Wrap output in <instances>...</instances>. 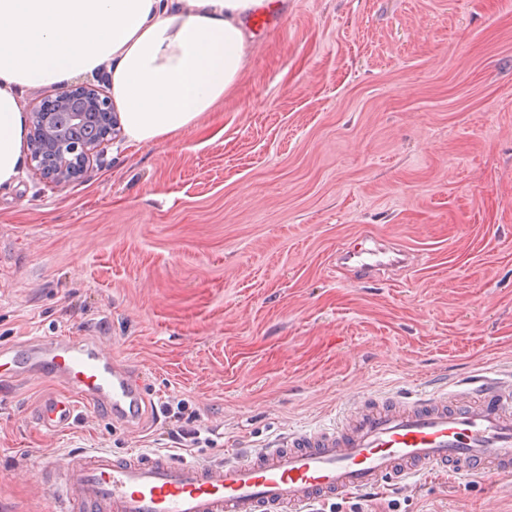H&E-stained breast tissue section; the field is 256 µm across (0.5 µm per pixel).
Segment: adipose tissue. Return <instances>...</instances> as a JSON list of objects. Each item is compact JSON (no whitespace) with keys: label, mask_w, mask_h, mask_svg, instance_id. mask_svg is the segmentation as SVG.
Instances as JSON below:
<instances>
[{"label":"adipose tissue","mask_w":512,"mask_h":512,"mask_svg":"<svg viewBox=\"0 0 512 512\" xmlns=\"http://www.w3.org/2000/svg\"><path fill=\"white\" fill-rule=\"evenodd\" d=\"M263 0H0V185L19 174L23 93L106 73L130 147L217 111L250 64Z\"/></svg>","instance_id":"obj_1"}]
</instances>
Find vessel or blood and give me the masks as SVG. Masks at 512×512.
<instances>
[{"label": "vessel or blood", "mask_w": 512, "mask_h": 512, "mask_svg": "<svg viewBox=\"0 0 512 512\" xmlns=\"http://www.w3.org/2000/svg\"><path fill=\"white\" fill-rule=\"evenodd\" d=\"M337 264L366 278L407 266L410 254L363 238ZM35 370L64 394L35 412L66 429L81 408L139 427L147 401L139 373L96 339L43 338L0 347V367ZM67 512H315L339 496L410 487L435 471L460 480L512 473V374L460 380L452 389L353 396L330 426L289 431L270 447L213 462L163 453L80 451L63 460Z\"/></svg>", "instance_id": "obj_1"}]
</instances>
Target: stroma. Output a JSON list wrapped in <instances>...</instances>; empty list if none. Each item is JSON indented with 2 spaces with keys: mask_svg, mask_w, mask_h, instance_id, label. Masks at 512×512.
Instances as JSON below:
<instances>
[{
  "mask_svg": "<svg viewBox=\"0 0 512 512\" xmlns=\"http://www.w3.org/2000/svg\"><path fill=\"white\" fill-rule=\"evenodd\" d=\"M287 4L199 128L113 140L66 185L27 161L0 186V346L100 339L151 400L143 429L82 413L52 433L30 415L61 386L0 378V512H60L78 448L219 462L332 423L359 393L512 372V0ZM366 235L413 265L337 268ZM358 503L512 512V477L440 474Z\"/></svg>",
  "mask_w": 512,
  "mask_h": 512,
  "instance_id": "35a3bbf8",
  "label": "stroma"
}]
</instances>
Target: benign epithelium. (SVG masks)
Wrapping results in <instances>:
<instances>
[{
  "instance_id": "benign-epithelium-1",
  "label": "benign epithelium",
  "mask_w": 512,
  "mask_h": 512,
  "mask_svg": "<svg viewBox=\"0 0 512 512\" xmlns=\"http://www.w3.org/2000/svg\"><path fill=\"white\" fill-rule=\"evenodd\" d=\"M105 97L99 88L79 86L33 104L27 148L44 178L66 184L81 176L112 140L115 117L106 110Z\"/></svg>"
}]
</instances>
